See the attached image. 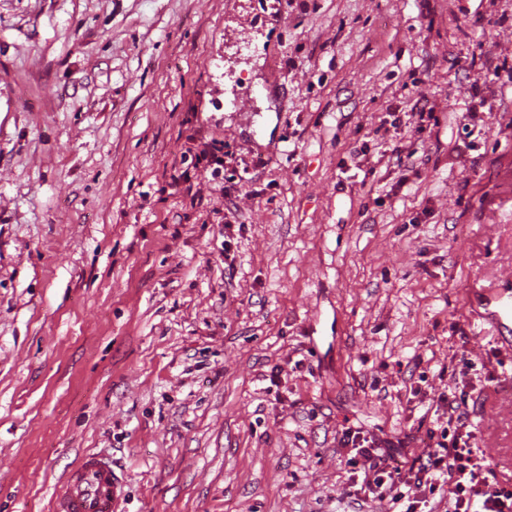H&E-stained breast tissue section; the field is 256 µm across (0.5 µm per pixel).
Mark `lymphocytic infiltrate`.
<instances>
[{
  "mask_svg": "<svg viewBox=\"0 0 512 512\" xmlns=\"http://www.w3.org/2000/svg\"><path fill=\"white\" fill-rule=\"evenodd\" d=\"M435 428L430 449L413 455L410 438L396 441L343 429L341 442L351 457L348 496L389 501L397 512H512V486L494 480V470L478 446L477 429L466 408L460 380L432 401Z\"/></svg>",
  "mask_w": 512,
  "mask_h": 512,
  "instance_id": "lymphocytic-infiltrate-1",
  "label": "lymphocytic infiltrate"
}]
</instances>
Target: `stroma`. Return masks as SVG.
Here are the masks:
<instances>
[{
  "label": "stroma",
  "mask_w": 512,
  "mask_h": 512,
  "mask_svg": "<svg viewBox=\"0 0 512 512\" xmlns=\"http://www.w3.org/2000/svg\"><path fill=\"white\" fill-rule=\"evenodd\" d=\"M488 57L512 0H0V512L89 451L121 512H391L341 431L426 447L463 335L512 485V349L470 314L512 289ZM224 148H227L224 142L211 141L207 143L196 155L197 164L203 165L202 167L206 170L211 165H217L212 172H218L220 167H224V156L229 154V151L224 152Z\"/></svg>",
  "instance_id": "obj_1"
}]
</instances>
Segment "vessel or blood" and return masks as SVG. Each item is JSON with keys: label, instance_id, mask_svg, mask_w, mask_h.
Listing matches in <instances>:
<instances>
[{"label": "vessel or blood", "instance_id": "vessel-or-blood-1", "mask_svg": "<svg viewBox=\"0 0 512 512\" xmlns=\"http://www.w3.org/2000/svg\"><path fill=\"white\" fill-rule=\"evenodd\" d=\"M474 319L489 325L503 342L512 341V292L499 288L477 290ZM124 484L102 455L88 453L63 477L52 495V512H118Z\"/></svg>", "mask_w": 512, "mask_h": 512}]
</instances>
